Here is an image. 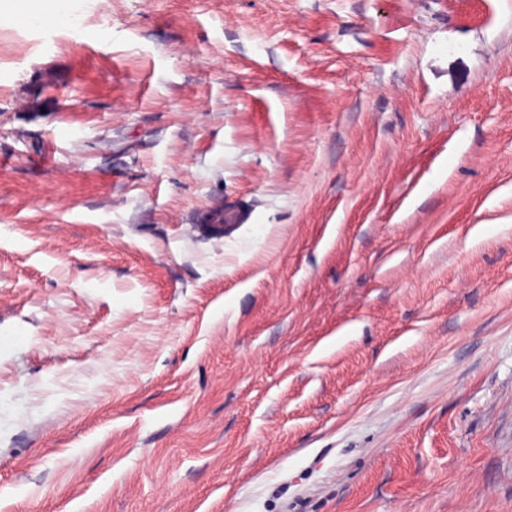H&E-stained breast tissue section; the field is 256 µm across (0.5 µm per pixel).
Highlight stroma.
Masks as SVG:
<instances>
[{
    "mask_svg": "<svg viewBox=\"0 0 512 512\" xmlns=\"http://www.w3.org/2000/svg\"><path fill=\"white\" fill-rule=\"evenodd\" d=\"M65 10L0 24V512H512V0Z\"/></svg>",
    "mask_w": 512,
    "mask_h": 512,
    "instance_id": "stroma-1",
    "label": "stroma"
}]
</instances>
